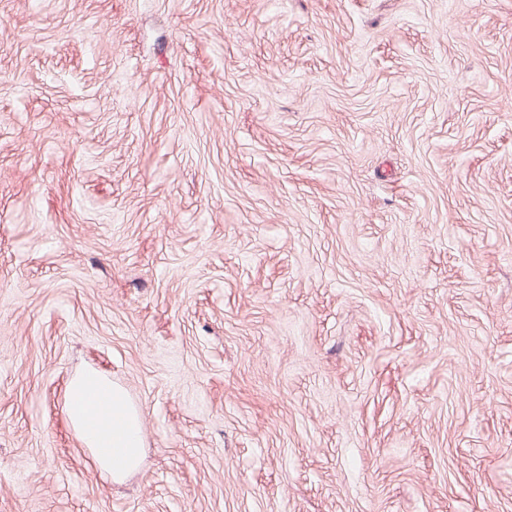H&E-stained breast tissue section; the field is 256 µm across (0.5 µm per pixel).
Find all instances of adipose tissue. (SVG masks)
I'll use <instances>...</instances> for the list:
<instances>
[{
	"label": "adipose tissue",
	"instance_id": "obj_1",
	"mask_svg": "<svg viewBox=\"0 0 512 512\" xmlns=\"http://www.w3.org/2000/svg\"><path fill=\"white\" fill-rule=\"evenodd\" d=\"M65 413L99 470L113 481L140 469L142 417L121 386L97 371H82L69 384Z\"/></svg>",
	"mask_w": 512,
	"mask_h": 512
}]
</instances>
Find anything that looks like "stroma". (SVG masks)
I'll return each instance as SVG.
<instances>
[{"instance_id": "35a3bbf8", "label": "stroma", "mask_w": 512, "mask_h": 512, "mask_svg": "<svg viewBox=\"0 0 512 512\" xmlns=\"http://www.w3.org/2000/svg\"><path fill=\"white\" fill-rule=\"evenodd\" d=\"M0 512H512V0H0ZM65 413L103 473L115 482L138 471L144 460L142 417L124 389L95 370L69 384Z\"/></svg>"}]
</instances>
